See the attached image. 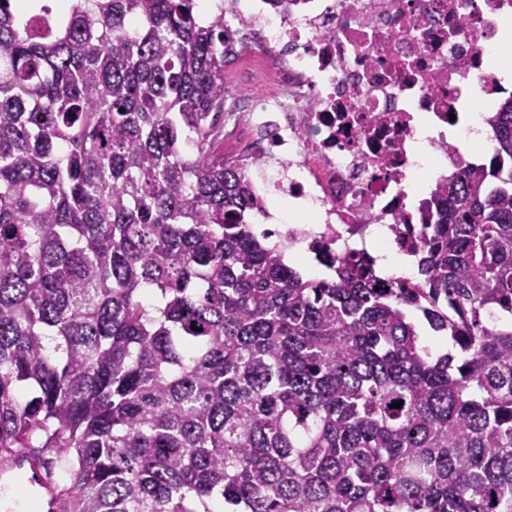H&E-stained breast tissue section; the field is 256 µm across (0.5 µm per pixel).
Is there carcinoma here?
<instances>
[{
	"instance_id": "cac0c4a2",
	"label": "carcinoma",
	"mask_w": 512,
	"mask_h": 512,
	"mask_svg": "<svg viewBox=\"0 0 512 512\" xmlns=\"http://www.w3.org/2000/svg\"><path fill=\"white\" fill-rule=\"evenodd\" d=\"M198 7L0 0V459L64 512H512V96L414 281L312 279L243 220ZM8 472H19L27 475L28 485L40 497V511L59 512L64 508L62 501L54 492V475L34 467L27 455L19 454L3 462L0 466V510L2 512H18L14 508L5 507L3 504L2 490L10 487L11 483L2 482V477Z\"/></svg>"
}]
</instances>
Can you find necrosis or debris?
I'll return each instance as SVG.
<instances>
[{"label":"necrosis or debris","instance_id":"necrosis-or-debris-1","mask_svg":"<svg viewBox=\"0 0 512 512\" xmlns=\"http://www.w3.org/2000/svg\"><path fill=\"white\" fill-rule=\"evenodd\" d=\"M224 16L225 47L256 55L275 88L225 115L262 202L246 222L313 271L369 237L384 255L414 256L450 168L495 153L468 155L461 142L467 116H485L501 92L499 24L512 0H226ZM424 126L449 169L422 164Z\"/></svg>","mask_w":512,"mask_h":512}]
</instances>
